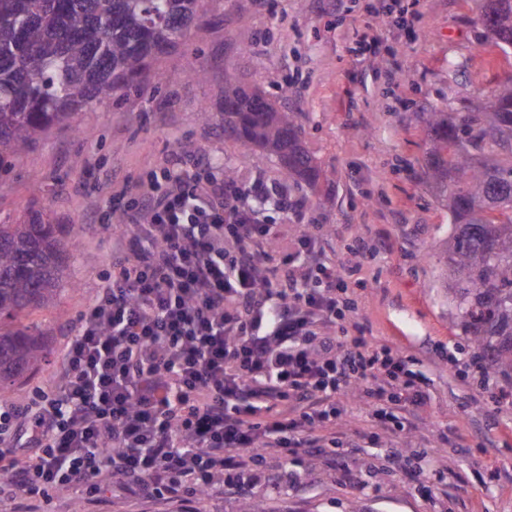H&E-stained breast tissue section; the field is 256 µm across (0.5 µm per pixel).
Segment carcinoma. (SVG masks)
Listing matches in <instances>:
<instances>
[{"label":"carcinoma","instance_id":"carcinoma-1","mask_svg":"<svg viewBox=\"0 0 512 512\" xmlns=\"http://www.w3.org/2000/svg\"><path fill=\"white\" fill-rule=\"evenodd\" d=\"M477 2L478 47L512 39V0ZM205 12L206 0H0V166L68 127L75 113L158 78L162 59L204 78L175 53ZM416 118L430 134L425 180L449 224L424 258L435 260L448 324L473 345L482 376L512 387V79L460 112L432 108ZM224 135L276 158L290 187L320 177L296 113L229 70ZM77 248L76 224H0V400L46 361L47 328L20 316L55 306L73 286L64 271Z\"/></svg>","mask_w":512,"mask_h":512}]
</instances>
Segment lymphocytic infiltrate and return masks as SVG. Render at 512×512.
I'll return each mask as SVG.
<instances>
[{
	"instance_id": "obj_1",
	"label": "lymphocytic infiltrate",
	"mask_w": 512,
	"mask_h": 512,
	"mask_svg": "<svg viewBox=\"0 0 512 512\" xmlns=\"http://www.w3.org/2000/svg\"><path fill=\"white\" fill-rule=\"evenodd\" d=\"M271 209L290 217L300 204L261 178L224 183L200 150L140 185L53 390L23 408L0 401V502L38 512L55 493L84 501L107 487L242 499L267 459L335 449L336 395L362 382L374 418L408 426L424 381L357 321L335 334L346 270L312 225L267 261Z\"/></svg>"
}]
</instances>
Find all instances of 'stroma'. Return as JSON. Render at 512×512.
I'll list each match as a JSON object with an SVG mask.
<instances>
[{
	"label": "stroma",
	"mask_w": 512,
	"mask_h": 512,
	"mask_svg": "<svg viewBox=\"0 0 512 512\" xmlns=\"http://www.w3.org/2000/svg\"><path fill=\"white\" fill-rule=\"evenodd\" d=\"M181 54L206 77L188 80L173 63L160 79L121 99L80 113L68 128L0 169V224L39 218L80 227L79 252L67 273L78 284L58 307L33 312L51 325L47 364L12 387L15 402L55 381L73 319L96 295L112 262V196L134 188L182 144L230 162L239 182L278 180L279 164L262 150L224 137V72L238 70L279 109L299 115L301 139L324 177L316 192L297 191L304 221L284 220L278 250L292 246L303 224L322 227L327 253L348 271L347 296L368 340L409 357L427 378L429 401L412 426L390 435L368 416L359 390L341 394L350 443L333 456L305 455L300 481L290 487L257 482L255 497L280 512H512V388L481 386L470 368L474 350L448 325V297L423 257L448 232V212L422 176L428 142L415 114L460 107L512 78V62L487 66L476 46L474 0H417L415 19L382 30L381 44L364 54L354 37L375 0H345L340 10L322 0H208ZM400 69L395 81L383 70ZM211 121H203L201 112ZM387 239L389 253L369 258L359 240ZM51 512H180L172 503L121 500L104 492L75 502L55 494Z\"/></svg>",
	"instance_id": "1"
}]
</instances>
